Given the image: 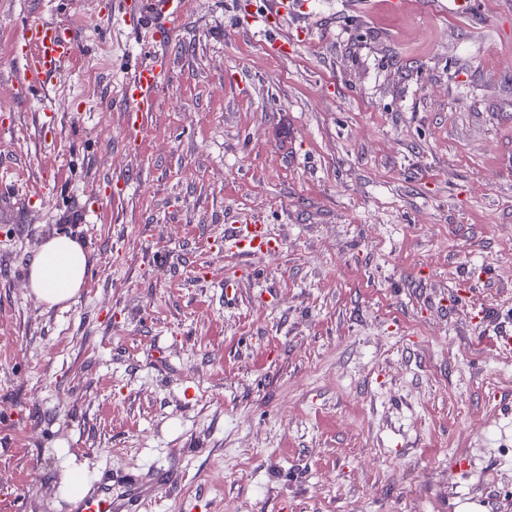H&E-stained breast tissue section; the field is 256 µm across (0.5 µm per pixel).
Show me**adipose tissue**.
I'll return each mask as SVG.
<instances>
[{
	"mask_svg": "<svg viewBox=\"0 0 512 512\" xmlns=\"http://www.w3.org/2000/svg\"><path fill=\"white\" fill-rule=\"evenodd\" d=\"M89 254L68 235L45 241L29 262V287L47 307L73 302L86 283Z\"/></svg>",
	"mask_w": 512,
	"mask_h": 512,
	"instance_id": "obj_1",
	"label": "adipose tissue"
}]
</instances>
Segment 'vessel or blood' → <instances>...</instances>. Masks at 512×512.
I'll list each match as a JSON object with an SVG mask.
<instances>
[{
    "label": "vessel or blood",
    "mask_w": 512,
    "mask_h": 512,
    "mask_svg": "<svg viewBox=\"0 0 512 512\" xmlns=\"http://www.w3.org/2000/svg\"><path fill=\"white\" fill-rule=\"evenodd\" d=\"M137 30H150L145 43L147 63L138 65L125 89L128 124H136L140 113L151 111L154 97L166 77V59L159 48L165 44L176 21L181 17L186 0H115ZM22 42L29 59L22 76L23 84L38 89L56 76L74 54V33L65 27L43 20L26 25ZM230 248L255 255L275 252L276 241L267 237L261 224L249 217L237 218L224 235ZM155 486L129 480L125 494L114 495L109 477L96 479L82 495L68 503L69 512H139L153 495Z\"/></svg>",
    "instance_id": "vessel-or-blood-1"
}]
</instances>
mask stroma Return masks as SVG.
Listing matches in <instances>:
<instances>
[{
  "mask_svg": "<svg viewBox=\"0 0 512 512\" xmlns=\"http://www.w3.org/2000/svg\"><path fill=\"white\" fill-rule=\"evenodd\" d=\"M265 2L188 0L132 143L112 0H0V512L105 467L177 472L141 512H512V0ZM32 17L77 49L31 93ZM230 249L255 255L268 254L278 249V243L264 232L262 224L250 217H239L224 234ZM89 254L69 235L45 241L29 262L31 292L48 308L77 299L86 283Z\"/></svg>",
  "mask_w": 512,
  "mask_h": 512,
  "instance_id": "1",
  "label": "stroma"
}]
</instances>
